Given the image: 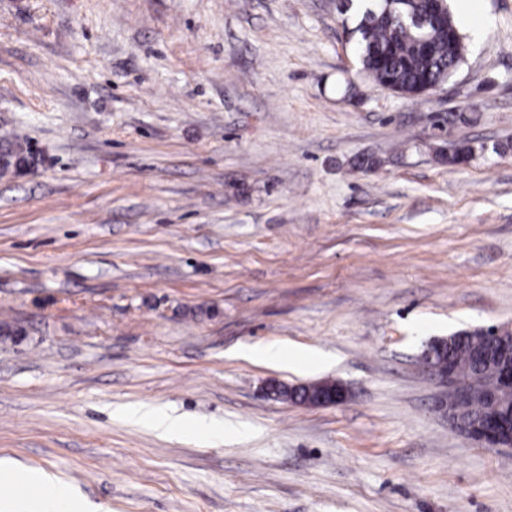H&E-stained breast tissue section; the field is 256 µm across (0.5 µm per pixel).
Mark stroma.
I'll list each match as a JSON object with an SVG mask.
<instances>
[{
	"label": "stroma",
	"mask_w": 512,
	"mask_h": 512,
	"mask_svg": "<svg viewBox=\"0 0 512 512\" xmlns=\"http://www.w3.org/2000/svg\"><path fill=\"white\" fill-rule=\"evenodd\" d=\"M481 7L403 97L336 0H0V141L33 160L0 174V458L85 512H512V449L457 433L419 363L512 328V0ZM326 379L342 402L269 392ZM442 161L449 166H458L468 162L474 154L475 148L468 140L458 141L447 148L439 147L436 150ZM125 414L136 423L145 424L160 434L173 437L195 436L208 433L210 430L206 423L198 422L191 426L184 424L177 417L159 414L144 406L129 408L125 411Z\"/></svg>",
	"instance_id": "35a3bbf8"
}]
</instances>
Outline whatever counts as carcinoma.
Instances as JSON below:
<instances>
[{
	"instance_id": "carcinoma-1",
	"label": "carcinoma",
	"mask_w": 512,
	"mask_h": 512,
	"mask_svg": "<svg viewBox=\"0 0 512 512\" xmlns=\"http://www.w3.org/2000/svg\"><path fill=\"white\" fill-rule=\"evenodd\" d=\"M336 10L353 44L358 73L380 88L419 96L445 84L464 62L463 36L448 0H338ZM474 151L468 140L437 149L450 166L468 162ZM511 362L512 334L489 338L479 329L448 336L431 358L478 390L462 413L472 427L508 411L512 394L500 392V406L487 395L499 392L498 372Z\"/></svg>"
}]
</instances>
